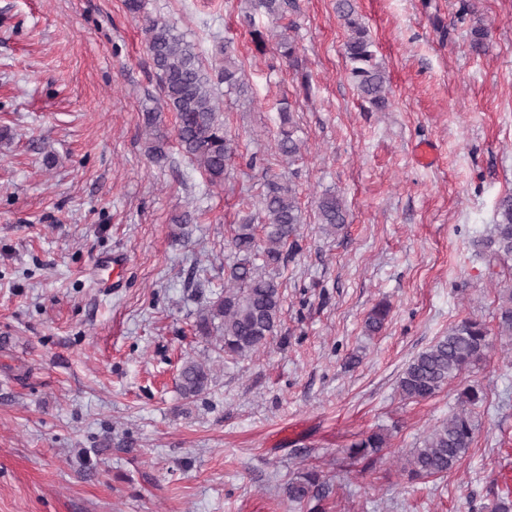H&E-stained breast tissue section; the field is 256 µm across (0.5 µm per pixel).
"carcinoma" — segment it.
Returning <instances> with one entry per match:
<instances>
[{
	"label": "carcinoma",
	"mask_w": 512,
	"mask_h": 512,
	"mask_svg": "<svg viewBox=\"0 0 512 512\" xmlns=\"http://www.w3.org/2000/svg\"><path fill=\"white\" fill-rule=\"evenodd\" d=\"M250 7L267 16L282 17L286 0H249ZM335 12L346 33L344 54L349 75L362 97L378 112L390 107L386 72L377 60L374 41L355 0H335ZM255 49L262 53L269 35L255 27L253 13L244 12ZM142 31L146 50L156 70L161 95L153 105L144 107L142 135L148 152L156 161L165 158L167 134L161 119L167 109L176 113L175 138L180 150L196 164L212 185H223L232 168L236 147L224 121L211 77L205 71L194 44L166 22L146 16ZM279 55L291 68L299 66L297 47L284 30L276 35ZM224 66L220 81L239 97H252V87L239 62L234 42H224ZM282 114L278 148L293 163L300 156V141L291 125V105L280 103ZM288 176L271 175L263 183L258 214L246 216L234 227L231 253L225 269L224 291L200 312L196 332L216 338L224 355L251 358L259 354L269 340L278 334L282 314L281 271L286 257L298 250L304 212L294 181ZM318 223L332 233L348 223L343 198L326 192L316 201ZM496 224L490 235L475 241L482 251L512 259V194L497 201ZM389 308L376 305L365 320L366 332L375 335L385 326ZM497 334L512 336V289L503 290L497 308ZM491 329L477 319L465 317L448 328L427 349L418 353L405 366L398 381L400 395L411 401L426 400L441 391L448 382L486 361L492 348ZM211 374L205 364L187 360L180 370V389L184 396L197 397L210 385ZM484 395L475 386L462 392V407L433 427L419 446L401 455L402 471L411 480L444 477L452 472L468 454L477 424L474 409L483 403ZM389 447V436L383 430L361 435L349 448L355 460H371ZM321 472L308 468L288 480V501L299 512H323Z\"/></svg>",
	"instance_id": "1"
}]
</instances>
